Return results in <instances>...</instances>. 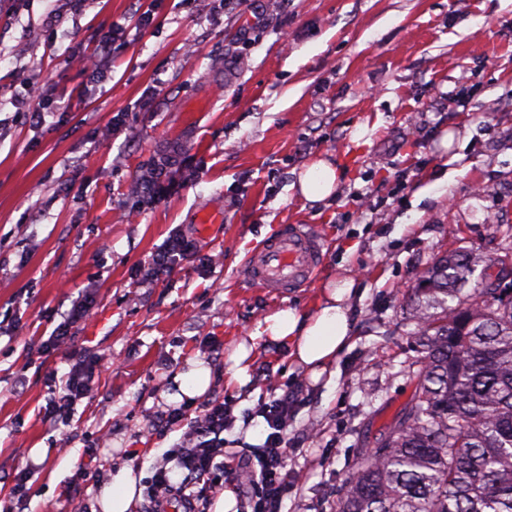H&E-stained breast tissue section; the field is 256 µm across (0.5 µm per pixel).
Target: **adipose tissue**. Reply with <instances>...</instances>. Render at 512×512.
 I'll use <instances>...</instances> for the list:
<instances>
[{
  "label": "adipose tissue",
  "mask_w": 512,
  "mask_h": 512,
  "mask_svg": "<svg viewBox=\"0 0 512 512\" xmlns=\"http://www.w3.org/2000/svg\"><path fill=\"white\" fill-rule=\"evenodd\" d=\"M340 184V171L325 159L318 160L299 175L293 190L311 203L329 197ZM356 293V280L348 273L329 280L314 312L294 308L279 310L265 319L263 333L274 342L288 343L298 366L319 379L348 344L351 334L349 303ZM138 495L132 464H124L112 476V483L100 501L102 512H133Z\"/></svg>",
  "instance_id": "ef3b65f1"
}]
</instances>
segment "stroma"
Listing matches in <instances>:
<instances>
[{"mask_svg":"<svg viewBox=\"0 0 512 512\" xmlns=\"http://www.w3.org/2000/svg\"><path fill=\"white\" fill-rule=\"evenodd\" d=\"M224 2L0 0V502L35 466L14 512H91L118 466L149 477L176 452L186 428L159 431V415L214 396L234 406L228 450L250 457L258 404L296 387L284 512H332L360 449L411 396L398 369L416 275L451 250L512 244V0ZM32 82L46 91L29 104L46 112L39 127L20 110ZM207 96L211 111H185ZM321 158L340 184L312 205L291 185ZM144 180L163 189L155 203ZM281 224L313 225L326 246L312 282L276 296L241 266ZM178 231L198 257L145 278ZM341 269L359 285L351 339L315 382L261 331L280 309L312 312ZM80 297L91 311L73 345L101 370L68 418L48 421L70 360L39 349ZM193 361L211 385L179 394Z\"/></svg>","mask_w":512,"mask_h":512,"instance_id":"1","label":"stroma"}]
</instances>
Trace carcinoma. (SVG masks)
I'll return each instance as SVG.
<instances>
[{
  "label": "carcinoma",
  "instance_id": "obj_1",
  "mask_svg": "<svg viewBox=\"0 0 512 512\" xmlns=\"http://www.w3.org/2000/svg\"><path fill=\"white\" fill-rule=\"evenodd\" d=\"M449 251L422 271L410 317L414 391L363 448L335 512H512V271Z\"/></svg>",
  "mask_w": 512,
  "mask_h": 512
}]
</instances>
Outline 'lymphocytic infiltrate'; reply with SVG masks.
Here are the masks:
<instances>
[{"label": "lymphocytic infiltrate", "mask_w": 512, "mask_h": 512, "mask_svg": "<svg viewBox=\"0 0 512 512\" xmlns=\"http://www.w3.org/2000/svg\"><path fill=\"white\" fill-rule=\"evenodd\" d=\"M197 252L194 239L178 233L156 251L147 264L145 275L159 279L180 261L191 260ZM95 379V369L86 354L75 356L62 379L63 393L51 404L56 416L69 415L74 401L87 397ZM296 390L284 391L262 403L256 411L264 419L268 433L251 459L245 460L224 450V431L232 420V408L220 397L207 400L201 415L191 417L179 408L160 420L161 428L187 424L188 441L178 450L177 470L165 464L155 468V491L146 498L145 512H167L171 497H178L182 512H205V487L233 486L243 496L258 500L259 512H282L284 501L296 483L286 464L288 420L299 400Z\"/></svg>", "instance_id": "lymphocytic-infiltrate-1"}]
</instances>
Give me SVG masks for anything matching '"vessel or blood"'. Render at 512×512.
Masks as SVG:
<instances>
[{
    "label": "vessel or blood",
    "instance_id": "obj_1",
    "mask_svg": "<svg viewBox=\"0 0 512 512\" xmlns=\"http://www.w3.org/2000/svg\"><path fill=\"white\" fill-rule=\"evenodd\" d=\"M324 238L307 224H283L248 255L242 276L272 294L309 284L323 260Z\"/></svg>",
    "mask_w": 512,
    "mask_h": 512
}]
</instances>
